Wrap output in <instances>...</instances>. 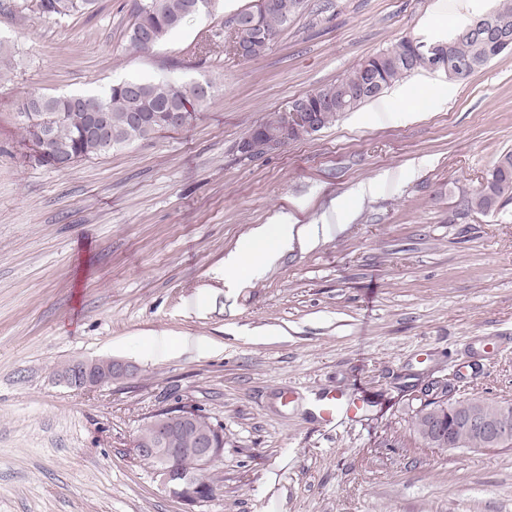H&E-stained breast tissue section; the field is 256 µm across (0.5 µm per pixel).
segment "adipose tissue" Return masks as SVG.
<instances>
[{
    "label": "adipose tissue",
    "instance_id": "adipose-tissue-1",
    "mask_svg": "<svg viewBox=\"0 0 512 512\" xmlns=\"http://www.w3.org/2000/svg\"><path fill=\"white\" fill-rule=\"evenodd\" d=\"M329 225H296L287 218H275L253 230L250 237L224 262L225 276H232L242 268L258 266L275 258L278 251L294 240L317 242L320 234L328 233Z\"/></svg>",
    "mask_w": 512,
    "mask_h": 512
}]
</instances>
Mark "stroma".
<instances>
[{"instance_id":"1","label":"stroma","mask_w":512,"mask_h":512,"mask_svg":"<svg viewBox=\"0 0 512 512\" xmlns=\"http://www.w3.org/2000/svg\"><path fill=\"white\" fill-rule=\"evenodd\" d=\"M217 0L147 50L133 0L42 19L0 0V512H185L133 440L158 409L217 423L224 452L194 512H512V446L442 451L410 430L421 388L512 403V211L465 210L512 151V53L436 106L433 73L255 159L252 126L409 36H448L498 0H307L260 58L224 51ZM210 81L164 130L65 172L26 165L31 94L131 80ZM373 195L356 194L360 183ZM327 223L317 244L224 279V260L276 214ZM506 349L494 363L486 337ZM133 362L88 391L75 360ZM342 392L355 416L312 404Z\"/></svg>"}]
</instances>
